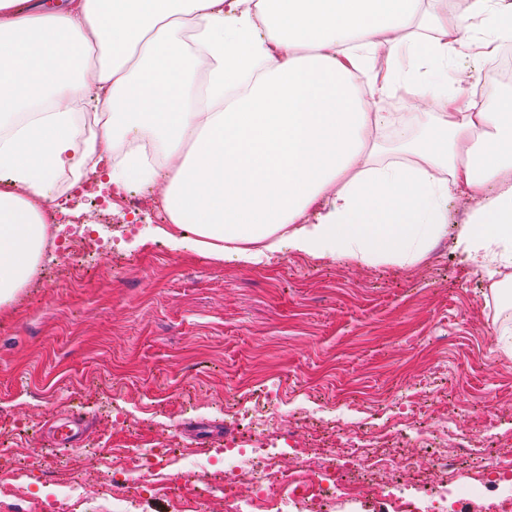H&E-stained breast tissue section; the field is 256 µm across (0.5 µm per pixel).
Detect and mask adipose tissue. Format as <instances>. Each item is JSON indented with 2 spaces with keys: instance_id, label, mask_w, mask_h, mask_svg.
Returning <instances> with one entry per match:
<instances>
[{
  "instance_id": "obj_1",
  "label": "adipose tissue",
  "mask_w": 512,
  "mask_h": 512,
  "mask_svg": "<svg viewBox=\"0 0 512 512\" xmlns=\"http://www.w3.org/2000/svg\"><path fill=\"white\" fill-rule=\"evenodd\" d=\"M504 36L512 0H0V309L34 275L61 188L104 163L117 189L161 186L159 235L218 263L285 244L410 266L447 237L458 189L478 206L457 250L512 267V99L435 80ZM401 88L432 100L419 133L380 109Z\"/></svg>"
}]
</instances>
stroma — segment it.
Returning <instances> with one entry per match:
<instances>
[{
  "mask_svg": "<svg viewBox=\"0 0 512 512\" xmlns=\"http://www.w3.org/2000/svg\"><path fill=\"white\" fill-rule=\"evenodd\" d=\"M498 57L454 58L458 92L494 108L512 97ZM473 199H448V236L416 265L318 263L292 250L251 265L214 264L191 245L156 238L164 214L84 209L49 230L32 282L0 313V512H58V494L80 479L69 512H225L198 492L224 473V403L278 391L281 432L323 443L336 422L362 432L399 429L398 411L428 397L468 427L497 418L512 435V285L470 267L453 240ZM97 240L77 268L60 248ZM87 424L73 447L49 443L71 416ZM175 449L161 482L122 469L125 448ZM479 460L459 458L448 483L455 512H491L500 496L478 486Z\"/></svg>",
  "mask_w": 512,
  "mask_h": 512,
  "instance_id": "1",
  "label": "stroma"
}]
</instances>
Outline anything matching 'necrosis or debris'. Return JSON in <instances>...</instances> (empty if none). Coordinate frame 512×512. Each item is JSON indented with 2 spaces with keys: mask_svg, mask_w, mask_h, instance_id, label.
I'll return each mask as SVG.
<instances>
[{
  "mask_svg": "<svg viewBox=\"0 0 512 512\" xmlns=\"http://www.w3.org/2000/svg\"><path fill=\"white\" fill-rule=\"evenodd\" d=\"M407 416L413 421L409 438L424 446L440 472L453 467L454 453L484 456V436L450 430L447 415L427 402L412 403ZM378 441L374 432L354 435L342 428L320 447L303 440L291 441L305 468L286 478L275 470L276 456L269 448L238 449L232 466L224 471V501L237 503V484L246 475L252 494L245 512H283L288 504L293 512H344L343 503L379 500L389 502L392 512H448V490L444 487L432 492L424 508L409 498L393 495L395 486L406 483L412 466L409 460L378 454ZM484 458L481 471L487 484L512 477V448Z\"/></svg>",
  "mask_w": 512,
  "mask_h": 512,
  "instance_id": "4bbe7bcc",
  "label": "necrosis or debris"
}]
</instances>
